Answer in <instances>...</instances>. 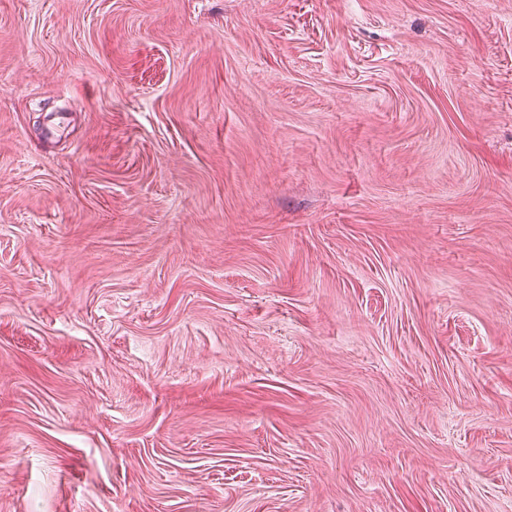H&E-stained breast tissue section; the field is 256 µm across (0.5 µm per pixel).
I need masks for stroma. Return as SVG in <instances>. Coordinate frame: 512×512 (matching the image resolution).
Masks as SVG:
<instances>
[{
    "label": "stroma",
    "mask_w": 512,
    "mask_h": 512,
    "mask_svg": "<svg viewBox=\"0 0 512 512\" xmlns=\"http://www.w3.org/2000/svg\"><path fill=\"white\" fill-rule=\"evenodd\" d=\"M0 512H512V0H0Z\"/></svg>",
    "instance_id": "1"
}]
</instances>
